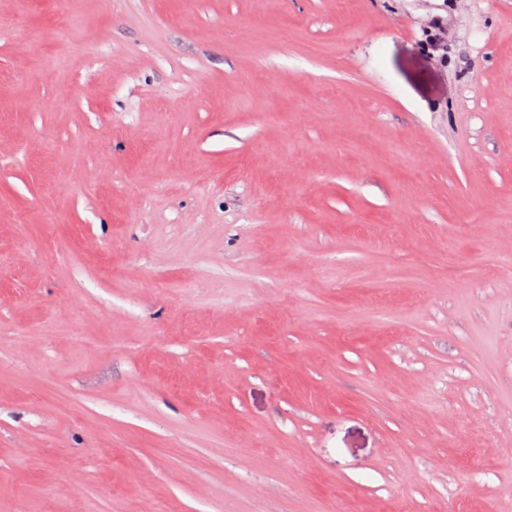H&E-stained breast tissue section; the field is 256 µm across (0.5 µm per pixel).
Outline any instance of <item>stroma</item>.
I'll return each mask as SVG.
<instances>
[{
	"label": "stroma",
	"mask_w": 512,
	"mask_h": 512,
	"mask_svg": "<svg viewBox=\"0 0 512 512\" xmlns=\"http://www.w3.org/2000/svg\"><path fill=\"white\" fill-rule=\"evenodd\" d=\"M0 19V512H512V0Z\"/></svg>",
	"instance_id": "35a3bbf8"
}]
</instances>
